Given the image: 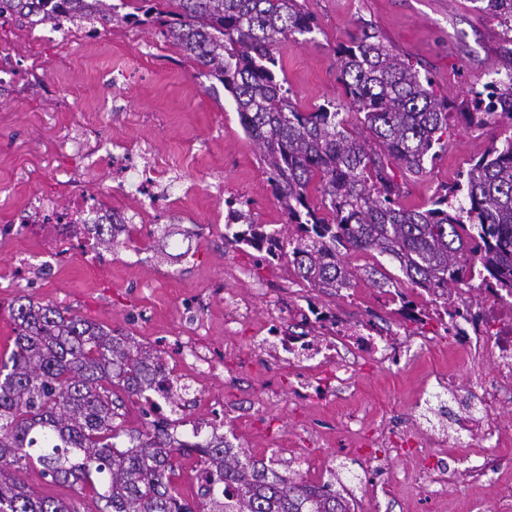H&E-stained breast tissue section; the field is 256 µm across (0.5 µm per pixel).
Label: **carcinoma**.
Wrapping results in <instances>:
<instances>
[{
    "mask_svg": "<svg viewBox=\"0 0 512 512\" xmlns=\"http://www.w3.org/2000/svg\"><path fill=\"white\" fill-rule=\"evenodd\" d=\"M0 0V16L55 28L76 19L159 27L199 68L224 85L240 125L259 150L276 205L294 231L268 232L249 210L230 206L233 241L261 249L281 235L280 251L313 290L340 296L359 278L398 287L385 266L353 267L344 252L376 253L414 288L438 297L472 287L512 291V136L492 144L460 181L422 208L400 205L405 176L423 172L448 129L449 101L429 77L368 26L337 49L339 78L361 127L349 128L336 103L301 111L278 79L277 46L318 30L300 0H133L119 14L109 0ZM485 9L512 30V0ZM470 119L512 127V68L475 93ZM97 241L116 247L129 225ZM15 336L0 357V512H78L23 480L31 463L59 484L82 483L97 512H193L173 476L176 455L198 453L199 512H348L338 491L310 484L288 461L255 460L212 428L195 446H176L167 427L126 428L115 390L154 408L163 394L173 413L192 384L170 389L167 353L130 334L89 322L29 297L10 309Z\"/></svg>",
    "mask_w": 512,
    "mask_h": 512,
    "instance_id": "carcinoma-1",
    "label": "carcinoma"
}]
</instances>
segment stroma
<instances>
[{
    "instance_id": "obj_1",
    "label": "stroma",
    "mask_w": 512,
    "mask_h": 512,
    "mask_svg": "<svg viewBox=\"0 0 512 512\" xmlns=\"http://www.w3.org/2000/svg\"><path fill=\"white\" fill-rule=\"evenodd\" d=\"M318 25L313 40L286 39L279 47L285 86L302 110L327 101L347 107L339 80L336 47L371 24L393 46L429 74L438 96L451 99L445 144L424 171L407 178L401 203L423 207L436 193L456 182L473 159L492 142L512 135L506 126L482 127L465 113L474 92L505 76L500 47L503 29L483 9L481 0H304ZM89 41H73L67 57L48 47L43 67L20 89L0 90V214L21 209L37 193L28 179V164L56 146L67 168H76L67 131L58 114L93 118L100 135L140 143L166 161L164 184L171 197H187L191 206L144 208L135 193L113 192L108 169H101L92 186L103 192L108 206L135 216L125 248L102 250L97 269H89L80 252L64 266L49 267L51 226L41 225L26 240L33 258L30 279L11 280L7 273L16 248L0 241V353L14 335L10 308L27 296L41 303L68 308L71 314L109 328L129 332L139 343L167 351L177 359L174 341L184 328L182 301L210 289L201 310L204 329L200 351L223 360L215 378L191 375L193 391L184 399L182 420L206 421L210 402H224V423L238 415L252 419L248 433H234L230 443L255 458H268L271 444L288 449L296 460L307 459L319 472L337 468L345 483L357 487L360 512H498V487L512 480V447L493 448V470L478 482L457 484L435 501L424 500L410 477L417 470L443 465L461 472L468 466L466 445L472 437L449 435L443 448L432 442L439 426L455 428L467 405L476 401L478 369L460 361L454 367L455 387L440 392L435 380L442 367L432 353L412 345L396 364H369L355 384L337 387L328 381L326 394L306 397L298 391V372L287 361H272L253 341L257 323L276 319L296 336L318 335L319 328L301 313L302 288L287 261H264L260 252L225 239L224 226L214 223L235 198L251 204L256 223L279 228L285 222L277 208L260 163L245 135L235 103L214 79L199 76L197 64L156 29L95 25ZM275 290L257 294L259 284ZM234 297L252 306L253 317L225 333L224 300ZM317 303L340 318L373 324L393 342H407L416 331L392 311L387 297L363 283L358 299L317 296ZM247 370H239L240 362ZM356 408L369 425L391 421L396 437L410 441L408 451L391 456L390 468L375 477L364 454L337 450L339 417ZM429 445L428 456L415 449ZM388 486L389 495L372 492L374 479Z\"/></svg>"
}]
</instances>
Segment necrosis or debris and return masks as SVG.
<instances>
[{
	"label": "necrosis or debris",
	"instance_id": "obj_1",
	"mask_svg": "<svg viewBox=\"0 0 512 512\" xmlns=\"http://www.w3.org/2000/svg\"><path fill=\"white\" fill-rule=\"evenodd\" d=\"M32 51L27 58H16L10 42L0 40V88L18 87L24 76L37 72L43 56L44 36L31 35ZM72 148L82 157L81 168L69 173L62 183V193L40 191L25 209L15 212L11 223L0 225V238L26 237L38 224L53 225L58 234L55 258L63 262L71 252L81 251L89 266H97L99 254L87 232L92 224H111L112 215L103 207L100 197L90 189V182L104 159L112 161V177L119 186L134 188L137 195L150 204H158L164 193L160 180L164 162L137 166L134 144L100 139L95 127L82 126L72 140ZM422 304L412 311L414 319L425 320L427 314L445 317L443 334L448 339L463 338L462 356L467 360H482L491 366L492 377L481 386V405L488 410L512 403V296L496 288L479 289V301L470 304L462 294L449 295L447 301L436 300L432 291H418ZM322 336H286L276 327H268L266 335L257 337L258 346L288 355L291 365L317 372L327 367L337 382H353L358 372L369 363H383L401 357L403 347L378 335L371 324L347 323L340 319H325ZM461 430L480 435L482 447L469 451L472 465L469 474L479 479L483 474L481 461L484 444L501 448L505 435L501 425L489 417L467 416Z\"/></svg>",
	"mask_w": 512,
	"mask_h": 512
}]
</instances>
